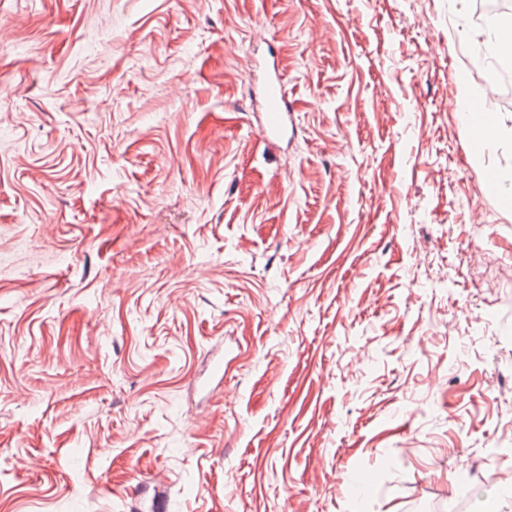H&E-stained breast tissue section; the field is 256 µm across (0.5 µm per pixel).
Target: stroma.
Returning a JSON list of instances; mask_svg holds the SVG:
<instances>
[{
  "mask_svg": "<svg viewBox=\"0 0 512 512\" xmlns=\"http://www.w3.org/2000/svg\"><path fill=\"white\" fill-rule=\"evenodd\" d=\"M478 4L0 0V512H512ZM262 94L265 101L262 132L265 136H281L288 129L291 106L288 103L281 76L267 71L262 82ZM471 112H483L481 116L470 118L468 113H464L463 123L467 125L474 133L476 142L480 148L490 145L496 139L498 134V117L496 112H485L481 105L472 107Z\"/></svg>",
  "mask_w": 512,
  "mask_h": 512,
  "instance_id": "1",
  "label": "stroma"
}]
</instances>
